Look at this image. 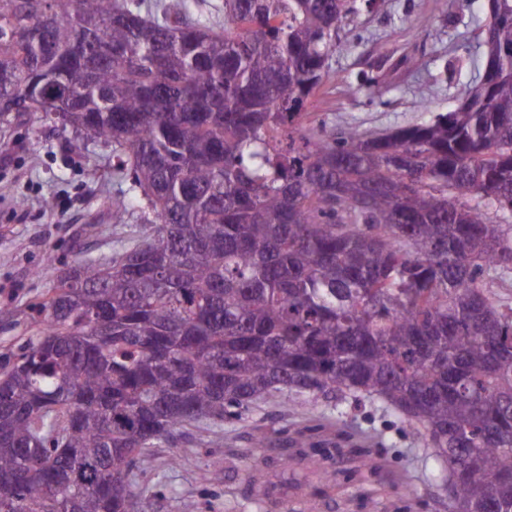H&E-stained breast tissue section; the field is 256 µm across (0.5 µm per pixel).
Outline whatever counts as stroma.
<instances>
[{
	"mask_svg": "<svg viewBox=\"0 0 512 512\" xmlns=\"http://www.w3.org/2000/svg\"><path fill=\"white\" fill-rule=\"evenodd\" d=\"M487 0H386L351 16L329 60L320 114L384 132L456 107L482 74ZM463 56L455 79L446 62ZM380 76L383 88L361 90ZM112 147L36 113L0 117V356L37 336L33 306L76 258L104 262L150 231L140 214L112 220L129 189ZM423 438L382 403L324 397L300 410L276 395L245 419L179 429L141 474L137 512H452Z\"/></svg>",
	"mask_w": 512,
	"mask_h": 512,
	"instance_id": "stroma-1",
	"label": "stroma"
}]
</instances>
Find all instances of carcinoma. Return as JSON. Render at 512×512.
Here are the masks:
<instances>
[{"label":"carcinoma","instance_id":"obj_1","mask_svg":"<svg viewBox=\"0 0 512 512\" xmlns=\"http://www.w3.org/2000/svg\"><path fill=\"white\" fill-rule=\"evenodd\" d=\"M0 0V116L112 143L115 222L0 362V512H132L176 430L285 395L379 400L432 449L455 512H512V0L499 70L372 133L305 123L354 0ZM189 1L192 3V22L206 19L211 25L224 27V0Z\"/></svg>","mask_w":512,"mask_h":512}]
</instances>
